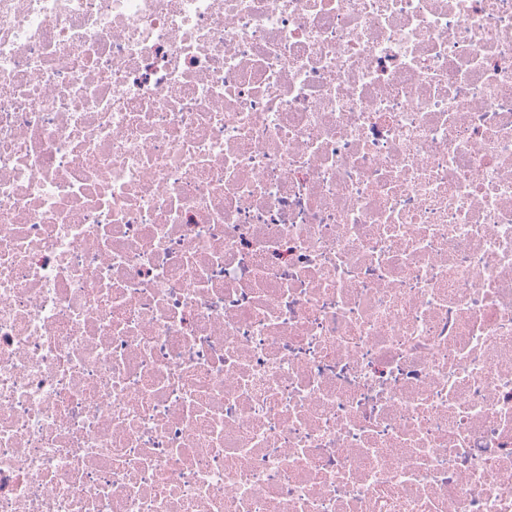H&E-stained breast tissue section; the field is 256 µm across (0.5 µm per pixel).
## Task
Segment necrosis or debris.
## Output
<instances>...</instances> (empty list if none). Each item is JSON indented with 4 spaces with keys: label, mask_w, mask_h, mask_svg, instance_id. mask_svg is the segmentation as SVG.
<instances>
[{
    "label": "necrosis or debris",
    "mask_w": 512,
    "mask_h": 512,
    "mask_svg": "<svg viewBox=\"0 0 512 512\" xmlns=\"http://www.w3.org/2000/svg\"><path fill=\"white\" fill-rule=\"evenodd\" d=\"M0 512H512V0H0Z\"/></svg>",
    "instance_id": "obj_1"
}]
</instances>
